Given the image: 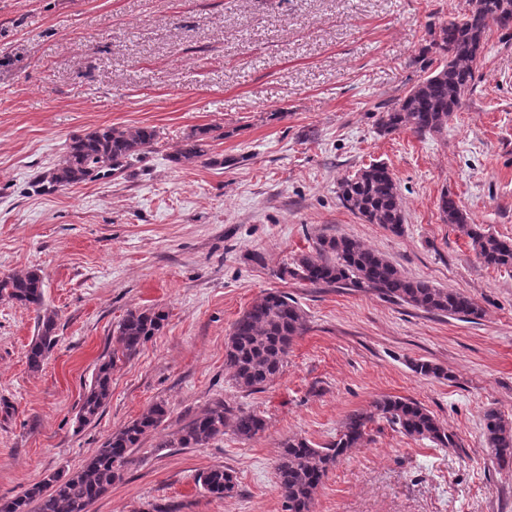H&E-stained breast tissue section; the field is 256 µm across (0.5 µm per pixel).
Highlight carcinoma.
<instances>
[{"mask_svg": "<svg viewBox=\"0 0 512 512\" xmlns=\"http://www.w3.org/2000/svg\"><path fill=\"white\" fill-rule=\"evenodd\" d=\"M462 18L429 30L425 52L437 57V67L386 111L376 115L378 133L409 129L417 134L440 132L461 106L475 83L476 63L483 49L486 30L494 24L512 28V0H468ZM212 128H199L181 141L172 160L194 164L209 160ZM157 132L150 127L107 126L70 139L63 157L45 170L37 181L40 192H52L86 180L108 177L132 161L154 150ZM344 206L370 224H381L394 234L402 232L404 213L395 174L384 164H372L338 184ZM439 211L444 222L457 225L471 239L483 264L512 267V242L469 224L456 201L443 194ZM291 276L309 285L368 288L381 297L411 305L438 316L478 317L479 306L461 292L437 288L425 280L407 277L393 262L348 236L321 237L314 252L302 256L294 268H283L278 276ZM0 300L34 307L37 335L27 350V365L39 371L57 344L56 316L42 311L43 279L37 270L0 276ZM168 313L162 308H133L116 330V347L98 365L79 402L76 414L81 426L97 421L112 394V372L119 362L133 359L164 327ZM306 329V314L298 303L280 291H268L255 300L233 323L224 365L232 370L235 385L246 392L259 390L279 375L287 362L295 337ZM168 408L158 402L138 417L109 434L96 455L77 472L53 473L26 488L0 512H89L90 506L123 479L131 455L166 419ZM384 420L392 428L414 439H427L442 447L455 445L450 433L422 404L402 397H383L367 408L345 417L336 439L316 448L303 437L293 436L281 444L276 472L284 512H311L314 490L336 461L368 440L369 426ZM484 433L492 458L501 466L512 464V427L497 411L483 415ZM242 440L265 431L258 414L233 410L215 401L155 448H200L224 436L226 429ZM196 483L217 499L231 498L234 475L221 468L199 473Z\"/></svg>", "mask_w": 512, "mask_h": 512, "instance_id": "obj_1", "label": "carcinoma"}]
</instances>
